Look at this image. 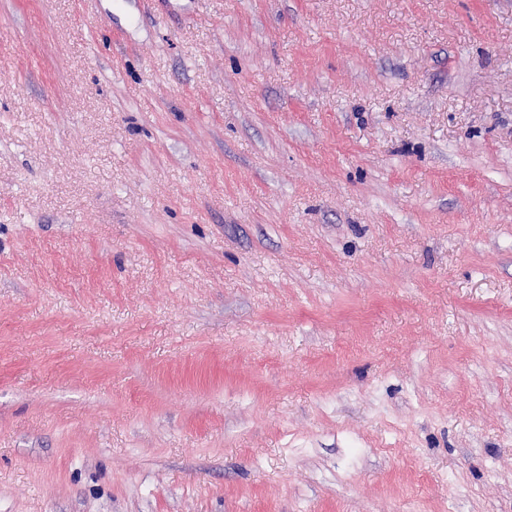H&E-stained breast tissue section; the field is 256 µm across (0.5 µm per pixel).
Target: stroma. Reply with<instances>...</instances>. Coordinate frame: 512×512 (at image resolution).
I'll return each instance as SVG.
<instances>
[{
    "mask_svg": "<svg viewBox=\"0 0 512 512\" xmlns=\"http://www.w3.org/2000/svg\"><path fill=\"white\" fill-rule=\"evenodd\" d=\"M0 512H512V0H0Z\"/></svg>",
    "mask_w": 512,
    "mask_h": 512,
    "instance_id": "stroma-1",
    "label": "stroma"
}]
</instances>
